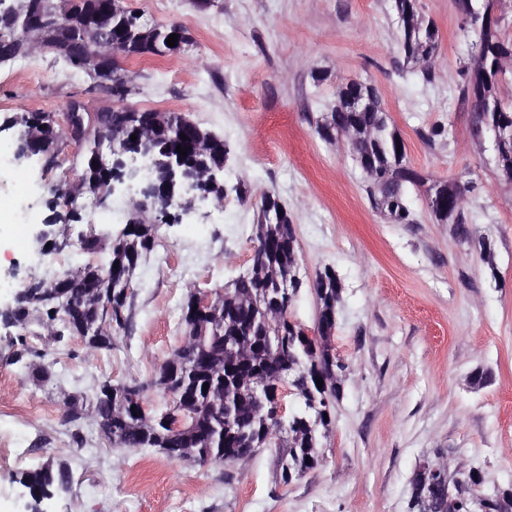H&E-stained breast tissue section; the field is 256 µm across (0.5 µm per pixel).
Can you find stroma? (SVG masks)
<instances>
[{"mask_svg": "<svg viewBox=\"0 0 512 512\" xmlns=\"http://www.w3.org/2000/svg\"><path fill=\"white\" fill-rule=\"evenodd\" d=\"M145 19L176 21L193 44L185 52L123 60L133 77L129 104L169 103L171 111L224 139V178L249 189L245 200H207L181 222L160 225L157 245L137 266L126 314L129 330L111 349L90 350L80 338L54 342L36 325L0 317V409L30 406L14 451L0 456V512H25L18 472L66 463L68 492L49 512H407L423 461L480 471L483 492L512 484V183L498 175L491 142L470 135L472 116L457 76L467 54L457 0H416L434 22L438 57L430 80L417 75L400 47L393 0H123ZM373 85L422 177L407 188L409 224L375 208L368 182L347 147L331 145L315 126L337 86ZM98 112L115 106L87 74L49 52L0 64V123L21 112L67 111L72 102ZM444 137L427 141L430 127ZM61 164L36 161L0 173V278L23 286L30 275H58L84 260L76 249L41 253L35 233L50 216L55 190L75 182L82 152L59 145ZM473 181L464 211L476 233L457 237L425 200L433 181ZM273 193L295 225L303 283L291 318L314 330L310 286L335 269L343 302L331 345L347 366L332 408L321 463L291 482L276 451L206 467L172 461L155 448H114L90 418L72 422L63 401L89 396L105 378L149 380L182 345V304L193 291H214L242 274L252 255L256 202ZM28 195L18 220L10 205ZM136 190L110 195L106 206L83 199L78 240L89 225L120 232ZM490 244L493 264L481 259ZM43 354L47 380L29 363ZM155 475L129 478L141 457Z\"/></svg>", "mask_w": 512, "mask_h": 512, "instance_id": "stroma-1", "label": "stroma"}]
</instances>
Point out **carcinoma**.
I'll use <instances>...</instances> for the list:
<instances>
[{"label":"carcinoma","mask_w":512,"mask_h":512,"mask_svg":"<svg viewBox=\"0 0 512 512\" xmlns=\"http://www.w3.org/2000/svg\"><path fill=\"white\" fill-rule=\"evenodd\" d=\"M415 2L395 0L394 8L405 59L424 63L422 74L426 78L437 59L438 33L434 23L417 12ZM101 4L102 0H69L63 29L69 47L63 60L75 71H81L75 60L98 51L97 44L87 36L96 30ZM112 5L108 19L112 34L104 32L102 36L117 42L109 67L112 87L119 91L116 100L122 102L130 93L132 76L120 65V58L166 50V39L175 33L185 47L192 39L177 22L154 29L130 25L120 0H112ZM17 15H23L19 2L14 12L0 14V61L34 51L29 31L15 19ZM466 35L478 54L460 64L459 92L474 114L473 135L481 138L491 135L496 124L512 125V104L502 102L498 94L506 75L504 65L512 63V36L502 34L494 23L476 27L471 22L467 23ZM359 90L378 97L366 84L338 86L332 111L317 122L331 130H319L317 134L325 142L344 143L365 173L376 207L392 221L409 224L412 219L405 187L385 182L395 170L411 169L406 147L389 125L381 102L356 103L355 92ZM185 121L186 117L177 112L121 105L103 113L98 123L86 130L82 178L55 191L48 202L56 223L75 221L79 215L77 199L82 195L100 197L118 171L116 160L133 152L155 158L175 157L173 166L154 169L152 183L163 190L153 200L154 219L140 217L142 210L138 207L130 221L133 228L116 236L108 229L96 228L79 238V253L101 260H87L52 280L30 279L18 290L20 296L10 310L14 324L25 326L34 321L59 342L66 336H77L90 349L112 347L114 332L127 323V297L120 293L119 281L132 278L141 257L153 251L159 225L189 206L187 199L174 194L176 182L195 179L202 192L218 203L231 194L240 200L247 198L245 186L238 183L231 187L221 177L208 178L227 160L229 150L224 140L195 124L193 143L187 144L180 138ZM10 127L17 129L13 140L5 143L11 157L20 164L37 157L44 168L53 167L63 135L41 113L18 114ZM132 135L137 139L130 140ZM99 140H110L115 148L112 162L104 168L91 162V148ZM179 145L187 150V156L178 154ZM494 151L499 170L511 181L512 141L498 144ZM449 188L452 194L447 206H432L431 213L438 223L455 225L456 234L469 239L473 228L467 222L464 202L466 195L476 189L475 183H455ZM256 207L254 250L246 272L214 292L210 313L192 320L182 317L184 342L155 369L151 380L114 384L104 379L96 385L95 403L88 409L83 408L79 397H68L65 406L72 420L89 414L101 432L112 436L116 448H157L172 460H192L199 465L237 462L261 448H280L278 466L286 483L320 463L323 439L331 430L332 420L318 413H326L340 398L346 372L343 359L330 346L342 303V285L329 266L316 274L310 289L317 301L318 337L311 345H304V329L289 315L302 282H297L288 296L276 293L278 284L297 270L294 224L288 211L269 192L260 196ZM319 378L323 380L321 385L317 383ZM285 380L297 407L283 425L273 413ZM258 383L265 388L261 404L252 397ZM151 388L168 396L172 405L161 413L132 414L131 406L145 400ZM170 412L184 418L189 428L171 429L167 422ZM68 474V465L48 461L21 473L19 482L36 494L52 496L68 485ZM435 497L437 491L430 483L416 479L408 512H422L425 503Z\"/></svg>","instance_id":"obj_1"}]
</instances>
